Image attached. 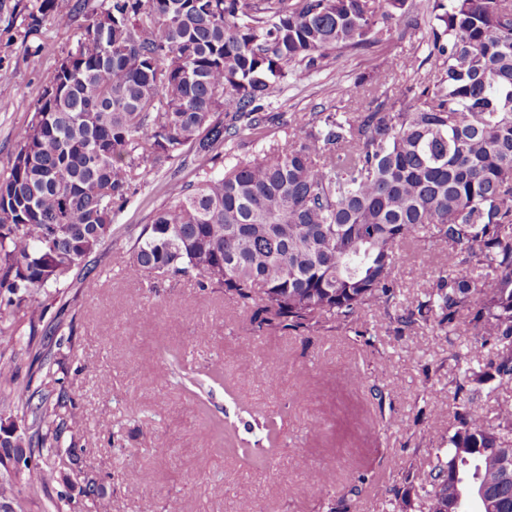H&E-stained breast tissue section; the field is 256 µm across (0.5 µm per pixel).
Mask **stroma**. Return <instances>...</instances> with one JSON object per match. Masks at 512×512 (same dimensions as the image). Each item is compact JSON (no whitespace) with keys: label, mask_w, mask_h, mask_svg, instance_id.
I'll return each mask as SVG.
<instances>
[{"label":"stroma","mask_w":512,"mask_h":512,"mask_svg":"<svg viewBox=\"0 0 512 512\" xmlns=\"http://www.w3.org/2000/svg\"><path fill=\"white\" fill-rule=\"evenodd\" d=\"M79 34V24L60 29L48 20L29 29L21 13L0 20V176L48 75ZM415 50L427 51L420 33L405 34L390 51L351 58L342 70L327 69L274 96L270 108L308 117L350 107L346 89L356 77L383 69L389 83L403 82V60ZM168 179L165 172L138 179L112 219L105 249L71 275L65 316L75 333L58 375L81 407L84 450L48 491L15 485L16 502L23 512H46L50 498L62 495L63 512H83L81 488L92 478L102 489L97 512H391L404 470L426 478L447 452L442 437L456 425L457 360L472 329H399L383 311L363 309L360 337L336 321L307 336L259 334L250 311L222 292L200 291L186 279L154 286L128 279V249L166 203ZM400 253L393 278L402 308L452 266L453 255L421 238ZM133 316L140 328L131 335L125 323ZM175 357L209 391L205 410L171 384ZM263 371L280 378L279 388L264 385ZM103 385L111 386L109 396L100 394ZM421 412L437 415L434 427L418 421ZM256 414L276 417L281 441L274 454L256 450L257 463L248 466L226 450L213 425L232 423L255 442ZM105 419L114 423L112 434L100 431ZM312 471L322 473L320 483L309 481Z\"/></svg>","instance_id":"1"}]
</instances>
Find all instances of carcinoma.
Masks as SVG:
<instances>
[{"label":"carcinoma","mask_w":512,"mask_h":512,"mask_svg":"<svg viewBox=\"0 0 512 512\" xmlns=\"http://www.w3.org/2000/svg\"><path fill=\"white\" fill-rule=\"evenodd\" d=\"M31 24L67 28L84 10L54 0L18 7ZM427 22L428 53L409 79L375 71L349 92L356 106L309 120L268 101L333 64L392 46ZM433 69L422 71L425 63ZM288 125L293 139L237 156L195 178L170 176L168 201L128 250L126 273L179 277L253 309L258 330L308 333L328 318L389 311L397 249L417 238L456 258L390 323L474 331L493 357L455 381L457 426L436 456L421 512H512V404L497 426L472 412L485 386L512 384V0H102L76 46L46 80L7 174L0 178V311L28 326L26 427L0 431V512L18 482L48 490L72 461L50 449L79 426V406L56 391L64 358L40 327L64 283L105 244L112 217L146 169L214 161L241 135Z\"/></svg>","instance_id":"carcinoma-1"}]
</instances>
